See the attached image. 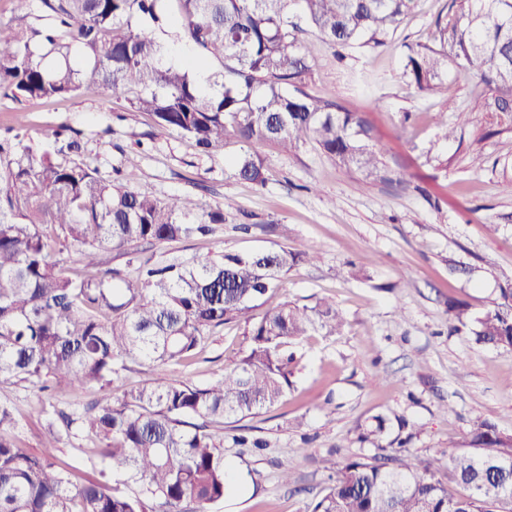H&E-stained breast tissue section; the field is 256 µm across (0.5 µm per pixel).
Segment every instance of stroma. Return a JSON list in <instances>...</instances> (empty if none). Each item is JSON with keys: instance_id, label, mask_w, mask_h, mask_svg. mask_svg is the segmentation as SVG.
<instances>
[{"instance_id": "stroma-1", "label": "stroma", "mask_w": 512, "mask_h": 512, "mask_svg": "<svg viewBox=\"0 0 512 512\" xmlns=\"http://www.w3.org/2000/svg\"><path fill=\"white\" fill-rule=\"evenodd\" d=\"M449 5L418 0L379 48L331 47L308 24L300 34L312 66L302 90L365 118L384 161L402 179L398 186L364 183L311 142L292 155L252 144L265 168L257 185L232 173L230 161L240 152L235 140L202 154L103 88L24 105L0 96V133L13 129L50 151V129L65 123L80 132L103 178L117 174L159 198L188 195L225 207L213 235L145 246L155 259L267 249L278 241L272 224L287 225L294 251L320 244L317 259L291 269L247 319L207 331L192 358L163 368L176 383L221 378L247 350L251 324L287 300L311 306L326 296L344 319L340 333L316 332L295 345L299 364L279 404L212 426L247 482L209 512H307L328 484L326 460L366 453L358 436L377 415L404 417L414 434L412 456L432 461L448 482L449 455L464 446L473 419H491L512 434V353L448 330L449 300L479 316L512 279V122L498 125L473 111L471 76L448 71L426 93L403 74L407 56L432 45ZM439 112L456 138L439 137ZM462 112L469 115L464 125ZM355 265L365 267L366 278L352 276ZM41 400L31 383H0V403L15 410L12 432L31 454L41 452L46 435L35 415ZM240 435L263 445L241 447ZM91 448L89 439L64 434L55 456L82 479L99 466ZM287 469L288 483L281 478Z\"/></svg>"}]
</instances>
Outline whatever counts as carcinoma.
I'll return each instance as SVG.
<instances>
[{"instance_id":"carcinoma-1","label":"carcinoma","mask_w":512,"mask_h":512,"mask_svg":"<svg viewBox=\"0 0 512 512\" xmlns=\"http://www.w3.org/2000/svg\"><path fill=\"white\" fill-rule=\"evenodd\" d=\"M12 2L13 17L0 19V94L19 104L102 87L130 97L135 111L207 154L228 138L286 152L308 138L365 181L400 183L363 118L288 86L311 69L297 19L332 46L381 47L418 0H38L34 9L32 0ZM172 14L177 39L198 55L184 65L168 61L152 34ZM209 59L222 70L201 80L198 69ZM450 69L478 80L473 110L512 118V0H451L436 21L434 46L407 56L405 75L431 91ZM52 136L54 156L18 134L0 136V381L80 392L112 386L125 362L137 359L154 363V376L79 414L41 408V455L24 452L7 433L13 409L0 404V512H183L186 501L208 512L227 493L224 441L204 424L186 429L187 419L219 422L272 407L292 387L288 347L315 331L336 334L343 317L326 299L302 307L285 301L252 325L248 350L221 379L174 384L159 368L191 357L205 331L246 317L319 249L144 261L134 245L207 235L224 223V211L103 178L83 158L78 133L61 124ZM263 169L246 150L233 162L235 176L257 184L265 182ZM70 246L86 269L99 252L117 251L135 275L117 284L69 274L60 254ZM501 298L477 317L450 303L452 329L512 352V283ZM59 421L100 443L103 469L78 485L52 461ZM361 441L374 453L336 465L309 512H512V434L488 418L475 420L470 440L449 457L458 491L431 462L410 457L406 441L387 438L385 417H374ZM114 472L138 493L111 488Z\"/></svg>"}]
</instances>
